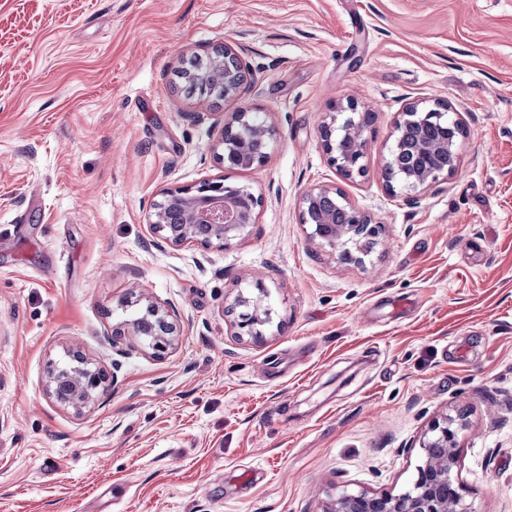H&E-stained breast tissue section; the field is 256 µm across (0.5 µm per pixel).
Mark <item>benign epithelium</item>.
Returning <instances> with one entry per match:
<instances>
[{
    "mask_svg": "<svg viewBox=\"0 0 512 512\" xmlns=\"http://www.w3.org/2000/svg\"><path fill=\"white\" fill-rule=\"evenodd\" d=\"M213 71L199 77L203 96L212 93L213 85H224V98L237 96L249 84L247 69L237 49L230 43L213 49ZM453 106L438 100L426 107L420 101L407 103L399 113L392 134L393 142L385 167H390L405 150L411 161L401 171L400 181L412 194L424 192L440 180L453 174L459 159V142L468 135L463 123L456 119L452 129L457 136L432 129L447 117ZM253 113L234 112L223 120L220 134L212 146L216 161L231 169H249L267 159L266 148L275 135V128L266 122L252 123ZM368 113L358 111L357 105L347 102L329 113L321 126L323 148L329 161L345 177L363 172L369 132ZM161 200L155 202L148 215L153 233L174 247L199 245L206 249L222 250L248 226L256 223L261 197L246 186H231L223 181L203 179L193 186L165 188ZM301 223L311 226L310 239L333 250H339L343 261L365 262L370 251L364 248L368 239L379 235L381 225L356 209L346 195L333 186L321 185L307 191L302 198ZM256 293H239L227 313L238 307L244 311L233 321L238 336H260L264 326L272 322V310L264 302L266 289L257 282ZM151 330L148 347L156 356L164 355L177 335V325L169 314L160 312L153 304L146 306V321L131 324L134 336ZM76 365L52 371L48 378L50 393L58 400L80 409L95 400L104 390L106 375L91 369L85 358L74 353ZM467 429L466 418L459 414L435 420L425 433L421 448L423 457L417 468L413 492L402 498L391 492H343L326 503L323 512H470L455 483L453 471L457 466V450Z\"/></svg>",
    "mask_w": 512,
    "mask_h": 512,
    "instance_id": "obj_1",
    "label": "benign epithelium"
}]
</instances>
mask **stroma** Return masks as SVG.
Masks as SVG:
<instances>
[{"mask_svg":"<svg viewBox=\"0 0 512 512\" xmlns=\"http://www.w3.org/2000/svg\"><path fill=\"white\" fill-rule=\"evenodd\" d=\"M226 42L255 83L186 95ZM468 136L416 199L382 168L411 101ZM373 121L347 178L320 125ZM258 112L266 161L216 162L218 121ZM221 179L262 204L224 250L176 248L162 189ZM343 191L384 226L364 263L311 242L301 198ZM262 282V337L226 314ZM175 312L158 358L113 339L129 311ZM82 352L114 382L82 410L46 391ZM462 410L455 481L512 512V0H0V512H322L401 492L429 424Z\"/></svg>","mask_w":512,"mask_h":512,"instance_id":"stroma-1","label":"stroma"}]
</instances>
